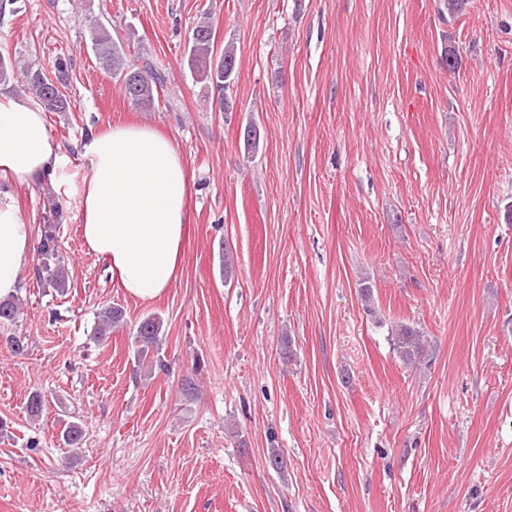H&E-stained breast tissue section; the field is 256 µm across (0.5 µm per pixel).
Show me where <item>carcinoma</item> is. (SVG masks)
Instances as JSON below:
<instances>
[{
    "label": "carcinoma",
    "mask_w": 512,
    "mask_h": 512,
    "mask_svg": "<svg viewBox=\"0 0 512 512\" xmlns=\"http://www.w3.org/2000/svg\"><path fill=\"white\" fill-rule=\"evenodd\" d=\"M92 50L99 65L111 75L122 81L125 97L134 106L150 108L155 99L159 98L165 78L156 67L148 64L143 69L133 68L126 62L125 53L118 49L112 41V35L102 22L96 20L90 26ZM190 72L194 73L197 82H207L217 89L224 91V74H231L236 68L235 47L231 44L217 53L214 47V33L208 21L196 22L190 37V47L187 58ZM24 86L34 95L49 112H65L68 101L57 87L48 81L40 69L30 66L22 70ZM57 225L45 224L40 238L36 242V253L39 263L36 266L35 277L40 284L45 283L56 291L63 293L68 288V276L65 262L59 252L56 235ZM19 299H0V324H14L19 318ZM123 321L121 308L107 305L98 313V323L95 328V339L104 343L112 332V327ZM163 320L156 314L144 317L136 329V342L139 343L137 355L140 361H151V354L160 342ZM391 342L398 358L407 365H413L420 360L425 352V339L417 329L400 325L391 329ZM83 438V427L78 422L70 421L63 431V441L68 447L76 448Z\"/></svg>",
    "instance_id": "1"
}]
</instances>
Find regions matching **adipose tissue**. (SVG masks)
Returning a JSON list of instances; mask_svg holds the SVG:
<instances>
[{"instance_id":"obj_1","label":"adipose tissue","mask_w":512,"mask_h":512,"mask_svg":"<svg viewBox=\"0 0 512 512\" xmlns=\"http://www.w3.org/2000/svg\"><path fill=\"white\" fill-rule=\"evenodd\" d=\"M82 237L130 297L157 299L177 279L191 179L177 145L152 128L116 125L83 146ZM63 157L41 107L0 96V173L19 186L54 180ZM35 251L29 225L0 196V298L19 292Z\"/></svg>"}]
</instances>
